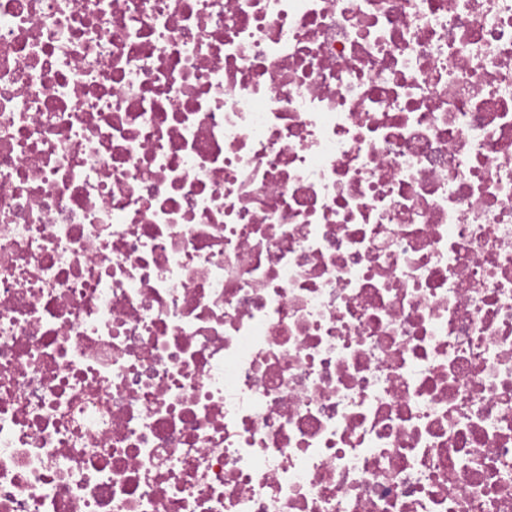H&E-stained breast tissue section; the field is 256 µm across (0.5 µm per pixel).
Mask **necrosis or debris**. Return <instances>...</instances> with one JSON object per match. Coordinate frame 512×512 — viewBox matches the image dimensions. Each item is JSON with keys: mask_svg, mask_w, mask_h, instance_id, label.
I'll return each mask as SVG.
<instances>
[{"mask_svg": "<svg viewBox=\"0 0 512 512\" xmlns=\"http://www.w3.org/2000/svg\"><path fill=\"white\" fill-rule=\"evenodd\" d=\"M0 512H512V0H0Z\"/></svg>", "mask_w": 512, "mask_h": 512, "instance_id": "obj_1", "label": "necrosis or debris"}]
</instances>
